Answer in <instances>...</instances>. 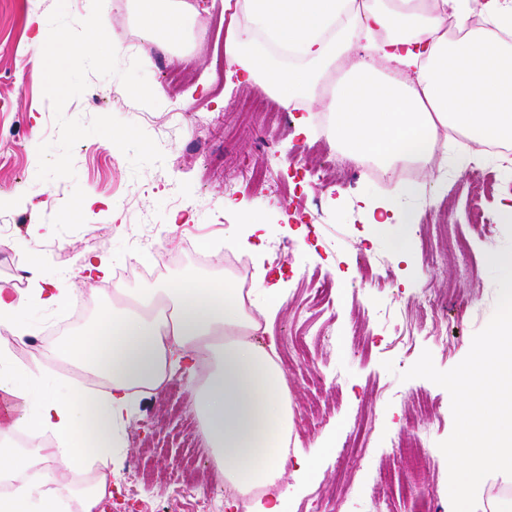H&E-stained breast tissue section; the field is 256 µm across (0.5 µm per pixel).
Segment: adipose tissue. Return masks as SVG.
<instances>
[{
    "instance_id": "1",
    "label": "adipose tissue",
    "mask_w": 512,
    "mask_h": 512,
    "mask_svg": "<svg viewBox=\"0 0 512 512\" xmlns=\"http://www.w3.org/2000/svg\"><path fill=\"white\" fill-rule=\"evenodd\" d=\"M251 25L229 24L224 56L238 77L270 90L285 107L321 104L335 120L327 137L358 163L396 172L430 157L440 130L464 132L478 149L456 158L464 168L482 159L481 144L512 143V5L507 0H243ZM142 24L162 48L185 30L175 0H138ZM486 24L471 28L472 10ZM456 37H449V26ZM388 67L380 74L377 63ZM420 185L395 182L384 199H364L373 233L391 234L412 215L401 199ZM225 209L250 213L231 228L232 247L253 255L265 248L266 224L246 202L224 198ZM26 291L0 289V399L9 415L0 423V512H97L112 492V468L122 457L125 427L143 391L160 390L178 369L202 375L195 408L225 482L247 497V512H285L284 497L259 488L283 479L293 418L286 375L277 361L273 322L281 306L277 287L257 308L245 305L234 280L188 274L140 289L130 305L100 309L86 335L56 347L88 374L108 380L106 393L49 389L41 362L19 364L13 343L33 335L30 310L56 308L67 297L68 276L45 280L37 264L26 268ZM494 334L480 342L493 352L492 373L512 379V289ZM50 434L47 447L18 448L13 432ZM462 466L448 476L447 512H512V454L494 448H456ZM100 464L95 482L72 489L49 473ZM498 483H490V475Z\"/></svg>"
}]
</instances>
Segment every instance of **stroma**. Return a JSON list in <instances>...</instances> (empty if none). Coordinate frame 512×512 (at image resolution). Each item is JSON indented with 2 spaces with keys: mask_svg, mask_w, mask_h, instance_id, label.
I'll list each match as a JSON object with an SVG mask.
<instances>
[{
  "mask_svg": "<svg viewBox=\"0 0 512 512\" xmlns=\"http://www.w3.org/2000/svg\"><path fill=\"white\" fill-rule=\"evenodd\" d=\"M57 0H0V218L10 231L0 249V288H28L23 271L31 260L43 263L44 278L53 279L77 263L81 254L105 253L113 267L128 262L131 246L145 225L158 226L173 256L161 276L175 281L192 273L219 280L226 273L222 243L228 225L240 223L225 213L223 198L232 195L256 203L274 217L267 242H283L282 258L265 254V266L282 269L285 301L274 321L278 350L289 336L306 334V358L284 369L293 416L291 454L315 457L314 476L297 480L285 474L279 487L288 493L289 512H308L312 500L323 512H411L418 495L448 490L450 449L483 446L512 448V435L499 424L512 414V387L499 383L501 398L472 416L452 383L466 378L475 345L488 336L500 317V298L512 280L492 263L495 255H512V224L500 223L502 203L512 197V172L504 163L480 164L495 185L487 192L471 169L445 164L441 155L420 162L419 197L403 199L415 215L406 230L411 239L408 262H398L389 239L368 241V227L359 211L362 197L384 196L386 185L346 170L337 189L317 180L300 179L303 170L342 159L331 142L297 133V113L284 112L266 124L240 110L242 96L256 93L228 75L224 36L229 20L248 27L244 10L226 13L224 0H178L185 15V37L175 49L151 45L142 54L147 81L158 104L133 101L118 78L92 74L84 93L68 101L64 114L90 121L113 115L138 124L164 154L159 165L133 175L127 157L110 140L93 135L73 149L75 178H37L38 147L56 142L59 129L43 83L32 69L42 58L32 42L31 16L47 19ZM104 27L118 46L120 67L130 55L121 46L125 35H143L135 0L108 8ZM269 167L273 186L251 182L252 171ZM301 188L300 203L313 216L305 235L294 222L280 219L268 204L274 189ZM91 193L103 203L82 211L79 199ZM480 203L492 227L482 231L471 222L473 203ZM438 204L448 221L471 242L476 265L464 278L459 262L435 232L420 233L430 204ZM193 212L187 224L170 227L171 216ZM125 224L123 234L112 228ZM40 233H33L34 225ZM380 259L391 277L372 283L363 258ZM333 274L337 288L329 310L307 308L312 276ZM458 280L473 298L466 306L446 294L449 280ZM81 298L79 318L65 335L87 332L101 307L111 305L115 280L68 283ZM17 360L40 359L56 378L55 390L66 394L87 383L80 368L51 355L48 348L18 344ZM174 390L146 394L129 422L125 453L114 470L122 495H135L149 512H225L224 480L209 447L201 449L202 477L191 498L182 499L166 483L185 450L182 437L201 436L202 424L192 408L197 380L186 372L173 376ZM427 398L438 414L417 416L415 401ZM141 479H133V471Z\"/></svg>",
  "mask_w": 512,
  "mask_h": 512,
  "instance_id": "1",
  "label": "stroma"
}]
</instances>
